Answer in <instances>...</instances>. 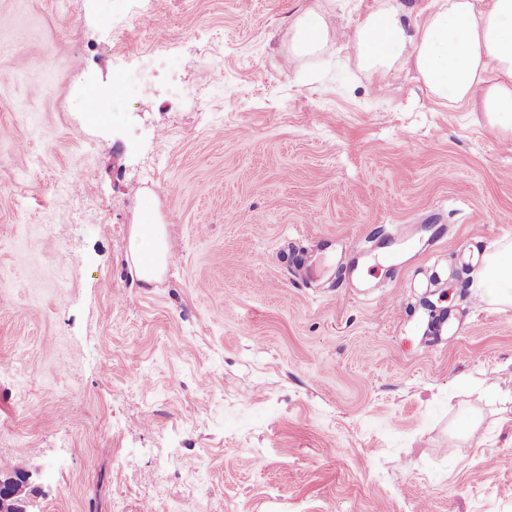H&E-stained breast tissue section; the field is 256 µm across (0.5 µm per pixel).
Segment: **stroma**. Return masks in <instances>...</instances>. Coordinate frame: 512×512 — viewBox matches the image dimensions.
<instances>
[{
    "instance_id": "1",
    "label": "stroma",
    "mask_w": 512,
    "mask_h": 512,
    "mask_svg": "<svg viewBox=\"0 0 512 512\" xmlns=\"http://www.w3.org/2000/svg\"><path fill=\"white\" fill-rule=\"evenodd\" d=\"M379 3L0 0V470L40 512H512V306L466 259L512 244V147L412 68L375 95L336 34ZM293 57L314 51L328 35L324 15L310 9L303 12L293 23ZM168 251L166 226L146 206L132 226L131 265L137 278L146 284L155 281L162 273Z\"/></svg>"
}]
</instances>
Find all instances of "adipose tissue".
<instances>
[{"instance_id": "1", "label": "adipose tissue", "mask_w": 512, "mask_h": 512, "mask_svg": "<svg viewBox=\"0 0 512 512\" xmlns=\"http://www.w3.org/2000/svg\"><path fill=\"white\" fill-rule=\"evenodd\" d=\"M293 31L297 55L328 35L324 16L311 9L296 18ZM352 46L376 86L396 65H410L439 103L484 113L491 130L512 139V0H433L420 11L408 0H382L357 26ZM168 251L165 225L144 209L132 226L137 278L155 281ZM477 294L489 307L512 304V245L486 257Z\"/></svg>"}]
</instances>
